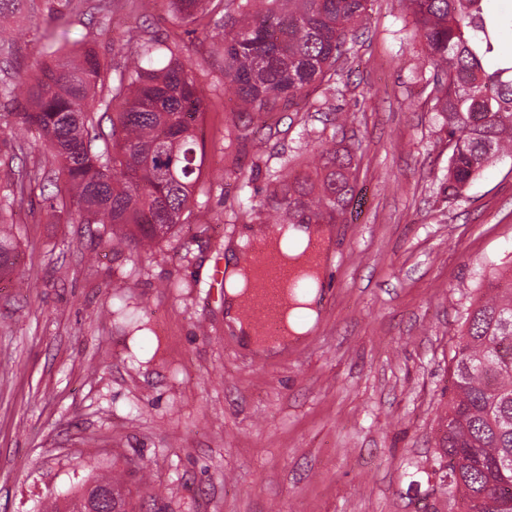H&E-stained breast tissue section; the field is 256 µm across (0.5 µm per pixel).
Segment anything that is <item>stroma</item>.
Wrapping results in <instances>:
<instances>
[{
    "label": "stroma",
    "instance_id": "35a3bbf8",
    "mask_svg": "<svg viewBox=\"0 0 512 512\" xmlns=\"http://www.w3.org/2000/svg\"><path fill=\"white\" fill-rule=\"evenodd\" d=\"M47 11L17 18L14 67L41 61ZM399 0H370L363 36L298 107L239 113L211 28L161 0H85L68 38L112 62L180 45L204 98L205 178L185 224L151 250L68 223L33 188L0 278V512L65 505L89 474L118 476L128 512H459L433 473L457 337L487 277L512 261V158L457 199L440 183L448 136ZM333 104L357 166L307 336L263 357L224 316L222 269L268 230L279 175ZM34 134L0 131L10 168L51 166Z\"/></svg>",
    "mask_w": 512,
    "mask_h": 512
}]
</instances>
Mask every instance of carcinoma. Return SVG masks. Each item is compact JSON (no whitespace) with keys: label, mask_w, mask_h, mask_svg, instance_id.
I'll return each mask as SVG.
<instances>
[{"label":"carcinoma","mask_w":512,"mask_h":512,"mask_svg":"<svg viewBox=\"0 0 512 512\" xmlns=\"http://www.w3.org/2000/svg\"><path fill=\"white\" fill-rule=\"evenodd\" d=\"M180 22L195 23L208 0H169ZM369 0H226L220 20L224 79L241 112H275L306 98L358 39ZM486 0H401L415 23L435 72L433 108L448 135V169L440 184L446 197L462 196L495 159L512 157V58L485 66L496 49L504 20ZM55 30L44 34L45 60L35 70L0 81V106L11 125L35 132L57 171L55 201L65 193L79 224H108L113 239L150 247L183 224L202 161L197 159L203 98L191 70L179 60L152 64L150 44L129 50L112 65L93 48L75 49L56 29L69 24L54 14ZM106 90L97 97V89ZM121 107L110 138L95 115ZM351 152L322 146L312 156L326 174L280 182L270 196L279 224H338L355 194ZM42 170L21 169L0 184V224ZM13 245L0 234V278L10 273ZM453 398L442 425L434 473L461 512H512V266L487 281L486 292L467 312L458 337Z\"/></svg>","instance_id":"carcinoma-1"}]
</instances>
